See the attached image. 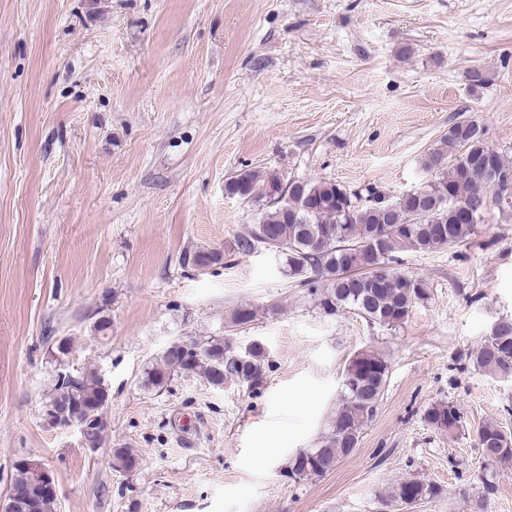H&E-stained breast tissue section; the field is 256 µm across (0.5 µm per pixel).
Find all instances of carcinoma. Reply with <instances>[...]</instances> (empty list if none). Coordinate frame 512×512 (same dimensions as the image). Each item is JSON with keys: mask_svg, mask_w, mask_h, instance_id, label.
I'll return each mask as SVG.
<instances>
[{"mask_svg": "<svg viewBox=\"0 0 512 512\" xmlns=\"http://www.w3.org/2000/svg\"><path fill=\"white\" fill-rule=\"evenodd\" d=\"M427 179L412 191L386 197L367 189L368 200L345 186L323 179L284 180L280 172L244 170L225 186L230 195L263 200L257 221L237 234L233 252L250 254L259 248L282 258L288 277L314 287L320 308L334 315L351 310L368 322L388 329L401 326L413 308L430 298L426 280L395 267L404 252L433 253L456 246L485 221L481 214L467 222L450 218L452 208L482 193L487 210L512 217V192L495 186V174L512 175L508 151L491 147L485 127L475 120L454 123L421 158ZM444 222L445 238L435 229ZM217 249L187 251L181 264L198 269L224 264ZM257 311L251 305L232 310L228 323L245 327ZM197 354L177 341L167 346L144 372L143 385L162 391L179 375H201L214 388L241 386L260 389L270 368L264 344L251 347L245 361L230 337L193 342ZM474 369L495 378L512 380V317L496 321L489 336L469 355ZM389 365L373 349L354 354L345 367L342 402L331 418L328 433L317 447L294 455L286 475L294 480L321 476L333 470L358 448L365 425L374 417L384 396ZM108 383L97 372L73 377L57 375L46 405L63 407L66 416L84 423L91 412L106 405ZM422 421L454 442L463 429L460 410L450 402H434L423 410ZM475 448L490 465H512V436L500 426L486 423L477 429ZM11 487H33L32 473L14 464ZM440 489L411 477L398 482L382 497L383 507L437 496ZM56 497L35 494L5 512H55Z\"/></svg>", "mask_w": 512, "mask_h": 512, "instance_id": "cac0c4a2", "label": "carcinoma"}]
</instances>
